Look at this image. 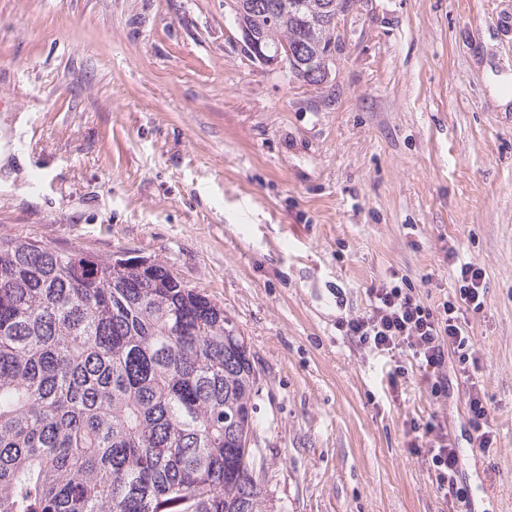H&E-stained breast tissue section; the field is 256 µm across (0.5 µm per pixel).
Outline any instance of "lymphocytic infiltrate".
Segmentation results:
<instances>
[{
    "label": "lymphocytic infiltrate",
    "instance_id": "1",
    "mask_svg": "<svg viewBox=\"0 0 512 512\" xmlns=\"http://www.w3.org/2000/svg\"><path fill=\"white\" fill-rule=\"evenodd\" d=\"M457 280L458 299L432 307L421 302L396 274H389L368 288L365 313L340 321L337 328L394 360L401 354L410 356L435 399L448 391L442 369L447 354H454L468 387L466 408L472 446L485 453L496 437L479 380L480 359L465 328L468 313L479 312L485 304L484 273L475 263L464 262L457 269ZM405 434L409 452L430 459L432 482L447 498L452 512L469 505L470 490L459 479V451L441 433L439 423L432 418H413L406 421Z\"/></svg>",
    "mask_w": 512,
    "mask_h": 512
}]
</instances>
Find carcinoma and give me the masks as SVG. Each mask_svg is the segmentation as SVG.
Instances as JSON below:
<instances>
[{
  "label": "carcinoma",
  "instance_id": "1",
  "mask_svg": "<svg viewBox=\"0 0 512 512\" xmlns=\"http://www.w3.org/2000/svg\"><path fill=\"white\" fill-rule=\"evenodd\" d=\"M358 0H224L320 85ZM260 377L224 307L169 266L0 239V512H268Z\"/></svg>",
  "mask_w": 512,
  "mask_h": 512
}]
</instances>
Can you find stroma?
<instances>
[{"instance_id":"1","label":"stroma","mask_w":512,"mask_h":512,"mask_svg":"<svg viewBox=\"0 0 512 512\" xmlns=\"http://www.w3.org/2000/svg\"><path fill=\"white\" fill-rule=\"evenodd\" d=\"M224 0H0V239L129 250L221 303L260 376L273 512H449L403 423L437 415L472 512H512V0H358L326 81L254 63ZM485 273L467 385L435 400L337 330L395 272Z\"/></svg>"}]
</instances>
